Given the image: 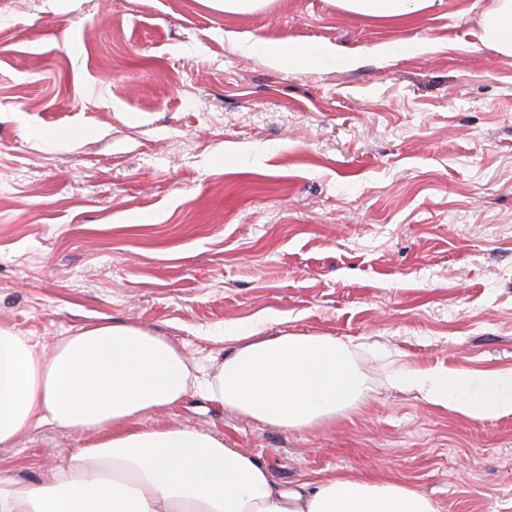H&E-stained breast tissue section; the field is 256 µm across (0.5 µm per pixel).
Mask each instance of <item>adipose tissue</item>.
I'll list each match as a JSON object with an SVG mask.
<instances>
[{"label":"adipose tissue","mask_w":512,"mask_h":512,"mask_svg":"<svg viewBox=\"0 0 512 512\" xmlns=\"http://www.w3.org/2000/svg\"><path fill=\"white\" fill-rule=\"evenodd\" d=\"M435 0H337L344 11L408 22ZM481 42L512 57V0H492ZM232 353L198 376L150 330L98 322L38 354L0 325V446L33 428L99 432L39 481L0 471V512H439L404 482L330 474L287 488L262 458L224 438L170 423L133 430L131 418L176 406L190 390L238 416L302 430L335 423L361 404L367 376L346 342L327 335L229 333ZM392 385L475 422L512 414V372L468 374L399 366Z\"/></svg>","instance_id":"adipose-tissue-1"}]
</instances>
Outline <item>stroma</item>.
I'll return each instance as SVG.
<instances>
[{"instance_id": "35a3bbf8", "label": "stroma", "mask_w": 512, "mask_h": 512, "mask_svg": "<svg viewBox=\"0 0 512 512\" xmlns=\"http://www.w3.org/2000/svg\"><path fill=\"white\" fill-rule=\"evenodd\" d=\"M490 3L399 24L333 0H0V324L39 350L135 325L207 372L231 328L340 338L370 391L336 423L193 393L131 425L231 437L286 487L395 478L440 512H512V415L466 420L368 356L512 370V58L480 41ZM280 41L308 59L271 66L256 47ZM98 438L38 427L0 467L35 481Z\"/></svg>"}]
</instances>
